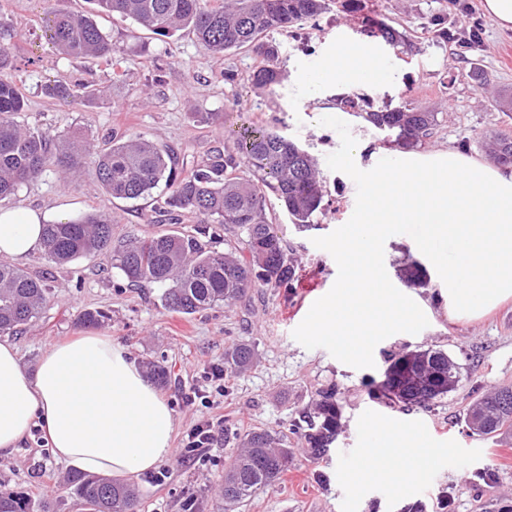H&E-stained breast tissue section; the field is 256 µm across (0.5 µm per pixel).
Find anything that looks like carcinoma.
I'll return each mask as SVG.
<instances>
[{"label": "carcinoma", "mask_w": 512, "mask_h": 512, "mask_svg": "<svg viewBox=\"0 0 512 512\" xmlns=\"http://www.w3.org/2000/svg\"><path fill=\"white\" fill-rule=\"evenodd\" d=\"M85 13H56L45 37L59 53L73 58L108 59L110 44L96 17L129 18L157 39L187 30L213 55L248 48L267 63L252 74V84L270 89L281 84L278 45L270 34L318 16L326 0H89ZM370 33L390 44H405L404 35L387 16L369 23ZM11 25L0 20V199L48 170L60 174L86 164L88 135L69 131L60 141L21 127L15 116L24 100L13 79ZM368 124L394 135L393 143L409 150L423 145L438 126L435 112L406 106L364 111ZM493 157L512 165V138L494 144ZM92 174L105 193L137 200L160 188L155 207L159 224H179L186 213L199 218L189 231H172L112 244V224L100 213L67 217L45 226L44 254L57 266L90 255H104L132 283L163 289L165 307L184 315L220 305H235L256 288H291L294 262L286 252L282 225L270 213L265 190H271L291 223L307 227L322 210L323 185L316 162L288 136L263 125L243 124L224 151H216L175 175V157L167 148L141 136L110 139L95 151ZM241 236V247L226 252L208 248L205 239L221 228ZM404 287L427 288L430 277L410 257L400 270ZM51 301L50 289L25 271L0 263V335H14L38 319ZM256 360L255 346L239 342L224 352V375H239ZM461 382L459 367L436 347L403 351L386 361L382 380L371 394L390 405L431 407L448 395V376ZM465 424L479 436L493 438L512 429V404L503 408L497 393L482 397ZM341 432V413L332 394L324 392L307 415L304 438L316 455L329 450ZM292 452L266 431L244 435L241 451L224 467L221 495L232 508L257 491L275 487L288 470ZM67 485L87 512H126L137 506L134 490L93 475L71 474ZM0 512H54L50 502L24 492L0 488Z\"/></svg>", "instance_id": "obj_1"}]
</instances>
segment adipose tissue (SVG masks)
<instances>
[{
    "instance_id": "adipose-tissue-1",
    "label": "adipose tissue",
    "mask_w": 512,
    "mask_h": 512,
    "mask_svg": "<svg viewBox=\"0 0 512 512\" xmlns=\"http://www.w3.org/2000/svg\"><path fill=\"white\" fill-rule=\"evenodd\" d=\"M393 70L376 49L337 43L327 66L302 77L309 99H323L328 87L349 93L389 83ZM50 211L0 208V257L21 260L43 247L44 224L64 218ZM173 415L126 350L107 334H88L52 344L34 375L24 373L16 348L0 341V455H11L32 428H39L55 458L79 471L129 482L156 468L171 454ZM387 425L371 436L390 459L371 458L365 470L399 490L422 479L433 453L420 438L412 467L399 466L403 454L391 448Z\"/></svg>"
}]
</instances>
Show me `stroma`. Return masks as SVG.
<instances>
[{
  "mask_svg": "<svg viewBox=\"0 0 512 512\" xmlns=\"http://www.w3.org/2000/svg\"><path fill=\"white\" fill-rule=\"evenodd\" d=\"M471 3L483 31L475 48L460 55L429 23L442 14L451 33L467 28L468 16L449 0H361L357 13L347 11L345 0H331L320 16L293 31L273 33L284 79L272 90L259 91L251 75L263 59L254 52L232 50L219 58L193 35L184 33L166 44L133 20L108 18L101 28L112 44L111 62L72 59L46 43L45 20L55 11L89 10L88 0H0V16L22 35L15 53L24 63L14 79L25 99L16 119L26 128L55 133L81 127L97 139L141 135L169 147L178 170L186 172L193 161L223 148L229 130L258 123L306 149L322 175L325 209L314 216L310 228L289 225L275 195H268L270 211L286 226L284 239L299 279L291 288L256 289L245 303L186 316L165 308L161 288L130 286L100 257H81L61 268L39 251L19 261L20 269L45 278L51 290L41 317L11 338L26 371H33L56 341L105 333L137 364L159 361L167 368L170 379L159 392L173 412L172 448H180L183 436L204 415L224 420L225 432L205 460L181 465L170 457L163 463L165 481H157L150 471L132 482L141 499L140 512H183L190 497L199 500L201 512H217L224 466L240 437L251 430L281 439L294 460L275 488L258 491L236 512H407L416 502L424 512H512V440L479 437L464 423L467 409L483 394L512 387V301L481 320L453 322L439 288L414 290L428 326L415 335L397 333L379 342L371 368L344 364L323 348L306 349L293 336L302 321L297 310L306 289L318 284L330 291L338 275L332 255L313 240L350 219L357 191L352 178L326 163L341 144L337 131L320 124L324 106H336V92L328 90L322 101L308 99L298 83L299 72L321 65L338 39L373 46L388 59L395 83L353 91L360 109L386 111L411 104L438 113L439 125L426 150L452 147L490 160V137L512 135V112L494 105L501 93L512 92V32L502 31L486 15L483 0ZM381 15L394 19L408 46H392L365 32L364 18ZM228 69L234 71V81H225ZM82 82L95 84L96 94L72 98L53 93L55 86ZM198 112L215 113V122H196ZM339 117L354 138L369 144L360 166L395 154V147L385 144L384 132L357 112L344 109ZM4 204L47 210L63 205L72 215L103 212L112 223L116 245L159 230L152 222L154 198L109 197L87 167L72 171L64 182L55 172H46ZM87 310L101 312L100 321L83 323L80 316ZM241 341L254 344V366L225 381L224 394L213 408L187 403L186 393L204 383L203 369L223 365L225 350ZM427 346L447 350L459 365L461 382L455 392L428 409L391 407L368 396L364 384L379 377L388 355ZM331 387L341 408L342 431L330 451L316 458L298 428L319 392ZM377 422L439 429L432 447L450 448L454 454L437 457L427 477L407 493L387 490L384 481L365 477L361 469L368 430ZM68 473L37 429L13 454L0 456V483L49 500L54 512H84L65 483Z\"/></svg>",
  "mask_w": 512,
  "mask_h": 512,
  "instance_id": "35a3bbf8",
  "label": "stroma"
}]
</instances>
